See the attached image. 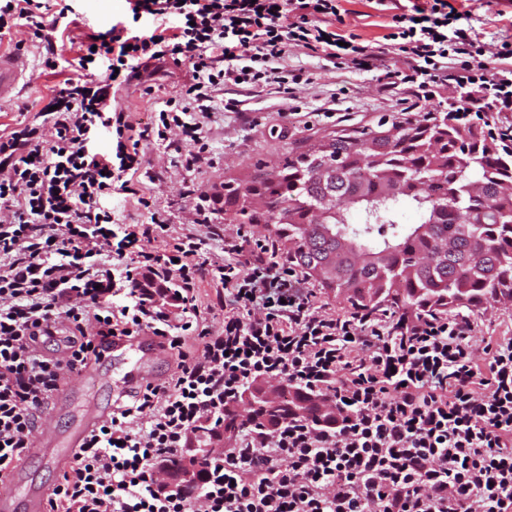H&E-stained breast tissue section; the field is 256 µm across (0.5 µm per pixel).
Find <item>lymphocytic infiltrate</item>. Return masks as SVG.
I'll return each instance as SVG.
<instances>
[{
	"label": "lymphocytic infiltrate",
	"mask_w": 512,
	"mask_h": 512,
	"mask_svg": "<svg viewBox=\"0 0 512 512\" xmlns=\"http://www.w3.org/2000/svg\"><path fill=\"white\" fill-rule=\"evenodd\" d=\"M46 2L0 0V37L15 19L42 36ZM128 3L153 29L86 36L77 69L105 76L54 91L42 110L51 134L39 124L0 133V478L30 447L54 392L99 359L97 342L148 329L175 355V372L117 404L90 434L50 512H512V336L476 346L477 324L464 314H328L273 241L226 239L206 196L190 219L205 235L146 250L168 226L142 186L139 149L151 140L187 170L212 165L202 133L215 93L274 85L291 95L303 75L279 62L292 45L379 71L417 104L439 81L491 89L498 130L512 136V42L488 52L448 0H419L396 16V32L367 45L337 28L336 0ZM173 16L181 23L166 30ZM394 53L406 70L383 71ZM182 60L190 77L159 101L153 122L113 108L115 85ZM97 125L114 133L115 151L88 147ZM115 192L136 198L148 223H114L99 201ZM210 239L223 240V258L206 256ZM207 277L225 291L217 328L195 306ZM167 287L174 307L192 310L181 324L151 294ZM58 334L62 354L42 355L41 339ZM265 380L325 403L324 422L243 430L193 494L162 484L159 472L194 428L220 431L225 406Z\"/></svg>",
	"instance_id": "obj_1"
}]
</instances>
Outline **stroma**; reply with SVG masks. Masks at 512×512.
Masks as SVG:
<instances>
[{
    "mask_svg": "<svg viewBox=\"0 0 512 512\" xmlns=\"http://www.w3.org/2000/svg\"><path fill=\"white\" fill-rule=\"evenodd\" d=\"M459 11L469 13V22L480 33L483 42L496 46L512 41V0H450ZM69 4L80 15V21L57 26L52 34L56 44L54 56H47L43 41L32 36L28 27L16 26L12 37L0 41V53L20 54L25 69L12 98L0 101V130L19 123H35L48 103L53 89L64 79L76 77L79 47L89 29L106 30L112 24L145 28L146 20H133L126 0H53L52 10ZM408 0H338L344 20V31L357 35L367 44L392 30V17L404 13ZM23 49H16V42ZM53 67H46V58ZM289 70L301 69L309 83L299 85L295 100H288L274 88L245 97L239 111H217L204 128L205 139L215 158L213 166L188 172L177 163L174 153L152 142L141 149L149 162L154 180L149 190L159 211L166 218L170 235L184 232L196 199L194 188H201L214 199V223L223 225L227 234L243 230L245 234L264 238L268 229L261 224L238 225L224 216V187H245L256 168L279 167L288 152L299 145H311L332 137L344 129L376 127L379 120L398 122L403 105L395 94L380 92L370 72H349L332 62L309 55L299 47H289L282 62ZM334 117H326L327 109ZM299 117H292V110ZM88 379L72 378L76 402L91 401L104 410H112L122 397V370L112 359L105 358L88 366ZM20 466V481H0V498L22 500L26 491L51 496L60 472L48 463L37 448L27 449Z\"/></svg>",
    "mask_w": 512,
    "mask_h": 512,
    "instance_id": "obj_1",
    "label": "stroma"
}]
</instances>
